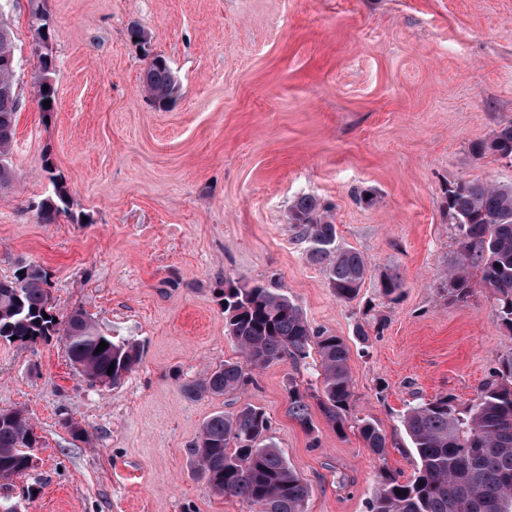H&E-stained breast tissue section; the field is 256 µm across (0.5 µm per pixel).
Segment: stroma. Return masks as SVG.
<instances>
[{
	"instance_id": "1",
	"label": "stroma",
	"mask_w": 512,
	"mask_h": 512,
	"mask_svg": "<svg viewBox=\"0 0 512 512\" xmlns=\"http://www.w3.org/2000/svg\"><path fill=\"white\" fill-rule=\"evenodd\" d=\"M21 98L0 191V278L19 261L47 274L55 312H86L140 347L115 387L74 371L60 337L0 341V411L25 410L35 463L0 481L20 512H248L212 493L187 450L203 423L253 404L307 482V512H367L380 469L411 478L407 408L469 403L512 332L477 289L439 283L459 257L442 208L460 181L512 186V163L473 143L512 121V0H0ZM52 21V112L35 94V15ZM139 24L147 46L130 41ZM178 82L159 109L141 91L147 53ZM69 215L42 223L49 173ZM374 195V205L357 199ZM327 204L338 242L370 273L347 303L287 222L295 199ZM403 288L389 301L382 273ZM279 280L310 325L349 347L354 416L386 436L384 457L321 412L305 430L287 386L317 382L313 359L256 370L242 393L182 386L239 357L224 333L225 279Z\"/></svg>"
}]
</instances>
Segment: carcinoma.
<instances>
[{"mask_svg":"<svg viewBox=\"0 0 512 512\" xmlns=\"http://www.w3.org/2000/svg\"><path fill=\"white\" fill-rule=\"evenodd\" d=\"M48 21L44 14L35 17L39 37L35 53L41 73L35 93L40 104L55 100L48 80L54 68ZM128 36L137 39L149 58L142 91L154 104L166 106L178 89L168 61L150 53L140 26L131 25ZM8 56H15L13 33L0 16V58ZM19 106L16 75L0 67V189L13 178L8 156ZM472 153L478 158L491 153L512 160V123L496 130L490 140L473 145ZM45 172L55 191L39 204L38 217L52 224L69 214L70 199L52 167H45ZM444 208L460 258L440 282L442 290L456 303L468 302L478 286L488 290L498 318L512 331V186L459 182L448 187ZM288 223L305 244L307 258L323 267L337 298L354 301L367 276V261L338 244L329 210L317 198L303 195L289 208ZM47 284L46 272L34 264L21 265L13 277L0 279V340L9 343L14 336L33 343L59 336L70 362L82 366L81 376L119 385L140 362L139 348L98 330L82 311L62 323L53 321L55 304L50 302ZM379 288L394 300L403 282L385 273ZM223 308L224 333L235 342L242 360H226L206 370L198 381L183 385L184 395L195 400L246 390L255 383V370L287 358L304 360L314 349L319 356V387L313 394L289 382L288 416L304 429H312L310 400L314 399L336 433L344 432L354 397L345 341L313 329L302 308L276 281H224ZM45 314L49 318H43ZM102 341L107 346L98 352ZM401 422L418 467L406 481L381 474L368 512H512V356L502 359L498 371L465 409H458L451 398L439 397L407 409ZM358 429L374 454L385 453L386 437L376 423L365 419ZM270 431L266 412L246 404L204 422L189 455L214 493L241 500L251 512H306L309 486L288 465ZM36 443L23 411L0 415V478L25 474Z\"/></svg>","mask_w":512,"mask_h":512,"instance_id":"obj_1","label":"carcinoma"}]
</instances>
